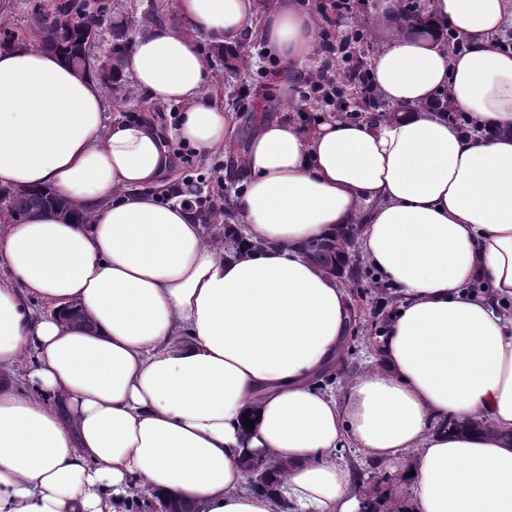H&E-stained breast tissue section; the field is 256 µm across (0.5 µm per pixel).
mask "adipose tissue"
<instances>
[{
    "mask_svg": "<svg viewBox=\"0 0 512 512\" xmlns=\"http://www.w3.org/2000/svg\"><path fill=\"white\" fill-rule=\"evenodd\" d=\"M173 8L218 44L258 32L291 68L317 48L301 0ZM511 12L430 0L429 23L467 46L389 38L371 77L398 113L261 122L232 255L152 195L169 165L153 123L107 122L96 80L0 44V187L76 209L0 222V512H124L139 491L200 512H361L344 448L409 463L413 512H512V51L496 43ZM122 73L182 106L183 143L223 150L231 117L182 28L149 26ZM443 91L469 127L429 110ZM346 224L401 303L338 396L315 379L345 347L348 299L302 247ZM71 303L86 327L66 326ZM252 450L278 466L271 491L248 485Z\"/></svg>",
    "mask_w": 512,
    "mask_h": 512,
    "instance_id": "1",
    "label": "adipose tissue"
}]
</instances>
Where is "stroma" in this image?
Here are the masks:
<instances>
[{
  "label": "stroma",
  "mask_w": 512,
  "mask_h": 512,
  "mask_svg": "<svg viewBox=\"0 0 512 512\" xmlns=\"http://www.w3.org/2000/svg\"><path fill=\"white\" fill-rule=\"evenodd\" d=\"M383 2L363 0L357 14L342 21L343 28L355 27L363 32L364 58L368 61L399 26L398 19L384 14ZM108 6L111 20L124 23L132 38L143 32L145 14H152L158 23L178 21L171 0H108ZM192 36L207 59L206 90L231 116L232 130L225 151L196 158L191 166L182 164L178 155L186 151L187 146L173 135L180 107L147 103L133 78H126L121 92L105 96L104 108L107 117L113 121H134L143 114H151L166 138L169 151L174 154L164 177L154 186V194L188 199L196 214L210 213L212 223L220 224L224 221L225 209L235 206L237 201L238 180L233 171L256 130L253 113L258 111L276 117L287 112L289 105L296 102L297 73L293 70L284 72L282 82H274L275 62L263 56V44L258 37L243 39L236 53L229 55L223 45L212 42L204 33L196 30ZM352 268L354 277L341 279L340 285L350 305L360 308L362 319L333 369L331 389L337 394L343 393L346 385L364 370L374 349L369 337L373 335L375 325L386 320L399 306L395 299L378 303L375 278L370 275V266L362 252H355Z\"/></svg>",
  "instance_id": "35a3bbf8"
}]
</instances>
